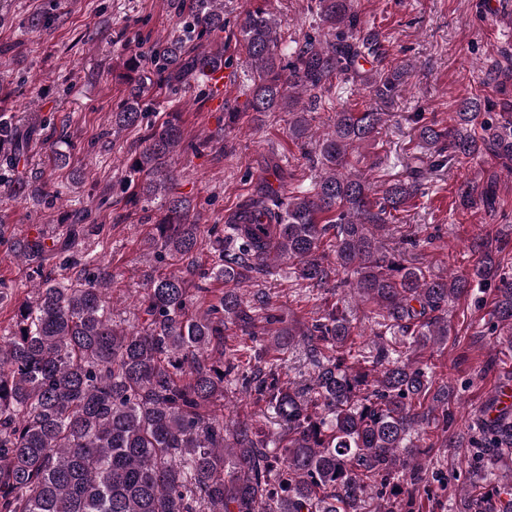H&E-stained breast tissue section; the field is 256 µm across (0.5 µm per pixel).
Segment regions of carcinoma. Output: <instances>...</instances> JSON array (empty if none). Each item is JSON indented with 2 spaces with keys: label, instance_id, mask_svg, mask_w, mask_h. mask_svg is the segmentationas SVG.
Here are the masks:
<instances>
[{
  "label": "carcinoma",
  "instance_id": "carcinoma-1",
  "mask_svg": "<svg viewBox=\"0 0 512 512\" xmlns=\"http://www.w3.org/2000/svg\"><path fill=\"white\" fill-rule=\"evenodd\" d=\"M320 37L304 36L286 53L267 0H254L237 23L238 44L250 59L248 107L288 113V137L315 141L321 174L303 191L266 190L213 225L209 239L190 220L191 199L172 190L170 159L183 147L181 126L148 123L130 159L139 178L128 181L129 205L161 199L164 208L148 253L188 262L170 273L151 270L134 305V323L113 318L112 272L98 250L104 225L92 210L69 215L54 235L21 236L0 222V239L36 280L32 296L14 304L0 336V512H417L420 489L445 485L422 456L425 428L454 422L455 390H432L421 355L448 336L449 302L473 287L494 292L492 318L512 342V273L502 248L482 240L467 275L426 278L408 258L403 238L383 237L407 201L415 179L377 187L349 169V153L367 142L390 113L375 106L395 96L402 67L358 63L376 55L379 34L363 27L355 0H314ZM181 33L156 44L154 66L172 92L224 58V0H178ZM364 87L361 109L336 110L330 130L312 132V113L333 84ZM500 111H494V108ZM145 118L138 93L112 113V135ZM418 124L431 166H464L489 154L512 170V99L465 97L446 126ZM0 113V186L16 198L50 196L46 182L22 169L37 128ZM460 205L494 208V182L458 188ZM210 247L212 265L197 273L189 259ZM272 263L293 267L296 279L348 288L375 304L380 326L401 334L403 354L380 334L362 361H349L353 330L331 309L305 327L288 321L269 292L245 285ZM224 284L207 307L196 297L207 281ZM262 343L249 370L227 344L232 328ZM307 347V383L281 379L288 352ZM273 410L279 432L253 431L226 410L224 383ZM487 422L471 418V459L512 457V406L489 399ZM474 512H512V480L487 472L478 489H463Z\"/></svg>",
  "mask_w": 512,
  "mask_h": 512
}]
</instances>
